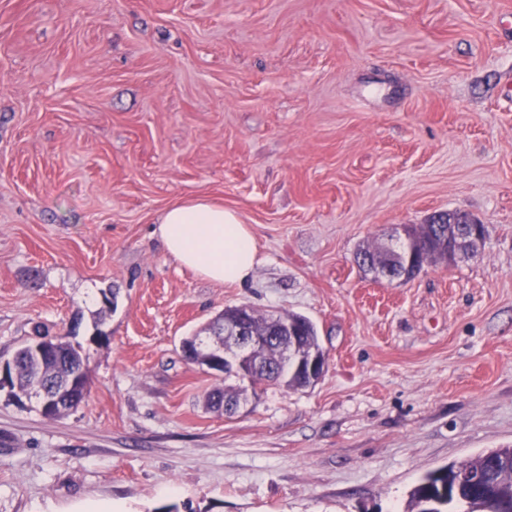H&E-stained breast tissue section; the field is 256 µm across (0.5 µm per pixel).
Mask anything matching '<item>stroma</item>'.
I'll list each match as a JSON object with an SVG mask.
<instances>
[{"label":"stroma","mask_w":512,"mask_h":512,"mask_svg":"<svg viewBox=\"0 0 512 512\" xmlns=\"http://www.w3.org/2000/svg\"><path fill=\"white\" fill-rule=\"evenodd\" d=\"M196 196L252 227L243 284L165 251ZM455 212L474 254L358 268ZM242 304L326 368L227 416L181 344ZM39 328L89 395L0 392V512H405L511 446L512 0H0V359ZM359 265L366 271L371 272L376 279L387 281L410 278L412 272L409 261L406 260L405 263L401 259L386 264L360 260ZM277 316L278 320H292L300 323L303 329V336L299 337L298 350L304 359H306L311 352H322V347L319 343L317 329L315 325L306 317L298 314H286Z\"/></svg>","instance_id":"35a3bbf8"}]
</instances>
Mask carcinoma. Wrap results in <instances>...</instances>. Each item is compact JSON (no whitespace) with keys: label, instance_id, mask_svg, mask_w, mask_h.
<instances>
[{"label":"carcinoma","instance_id":"1","mask_svg":"<svg viewBox=\"0 0 512 512\" xmlns=\"http://www.w3.org/2000/svg\"><path fill=\"white\" fill-rule=\"evenodd\" d=\"M449 215L440 214L430 224L419 227L406 225L403 228L407 242L395 248H366L361 251L364 257L374 261L392 253L405 257L413 254L417 268L429 260H445L447 255L442 249V237L448 230ZM280 320H292L300 323L303 336L299 337L298 353L308 357L311 352H320L315 325L306 317L298 314L278 316ZM16 366L11 380V389L32 392L38 398L42 391L54 393L76 370L87 366L86 357L81 354V346L57 339V344L42 355L28 349L19 348L14 355ZM216 376L224 377V387L209 395L213 406H222L224 398L239 394V386L227 383L238 373L232 368L213 371ZM282 384L288 388L306 386L302 374L283 369L277 377H264L263 372L254 373L253 383L265 382ZM465 466L474 474L482 476L480 484L472 487L454 486V465H448L438 471L427 474L411 493L409 512H427L425 503L434 500L439 507L434 512H512V448H498L465 462Z\"/></svg>","mask_w":512,"mask_h":512}]
</instances>
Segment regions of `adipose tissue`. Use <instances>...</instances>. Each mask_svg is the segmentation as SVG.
I'll list each match as a JSON object with an SVG mask.
<instances>
[{"instance_id":"1","label":"adipose tissue","mask_w":512,"mask_h":512,"mask_svg":"<svg viewBox=\"0 0 512 512\" xmlns=\"http://www.w3.org/2000/svg\"><path fill=\"white\" fill-rule=\"evenodd\" d=\"M157 233L177 262L218 283H242L257 262L251 227L235 212L204 197L166 209Z\"/></svg>"}]
</instances>
